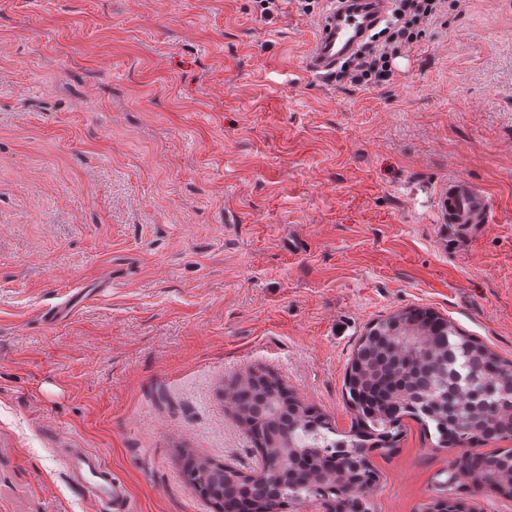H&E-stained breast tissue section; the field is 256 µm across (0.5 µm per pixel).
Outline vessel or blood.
Returning a JSON list of instances; mask_svg holds the SVG:
<instances>
[{"mask_svg":"<svg viewBox=\"0 0 512 512\" xmlns=\"http://www.w3.org/2000/svg\"><path fill=\"white\" fill-rule=\"evenodd\" d=\"M388 7L389 0H333L308 45L302 62L304 73L315 80L333 76L383 21ZM435 213L438 223L455 225L462 234L469 235L490 222L493 201L466 178L455 176L438 185ZM96 295V290L75 288L64 302L44 312L42 320L54 324L72 317ZM66 468L70 479L99 505L101 512H130L131 496L124 480L99 454L85 448L68 449Z\"/></svg>","mask_w":512,"mask_h":512,"instance_id":"obj_1","label":"vessel or blood"}]
</instances>
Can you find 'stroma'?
<instances>
[{
    "instance_id": "stroma-1",
    "label": "stroma",
    "mask_w": 512,
    "mask_h": 512,
    "mask_svg": "<svg viewBox=\"0 0 512 512\" xmlns=\"http://www.w3.org/2000/svg\"><path fill=\"white\" fill-rule=\"evenodd\" d=\"M0 0V512H211L185 453L254 468L228 386L272 372L339 432L368 326L428 307L512 360V0H459L395 74L308 79L325 0ZM484 189L474 237L436 221ZM112 281L70 320L40 314ZM373 512H423L448 454L412 419L373 454ZM493 201L484 191L461 176L441 182L435 192L437 223L454 224L470 235L492 219ZM66 468L70 479L78 484L103 512H130V492L120 475L112 472L99 454L87 448H68Z\"/></svg>"
}]
</instances>
